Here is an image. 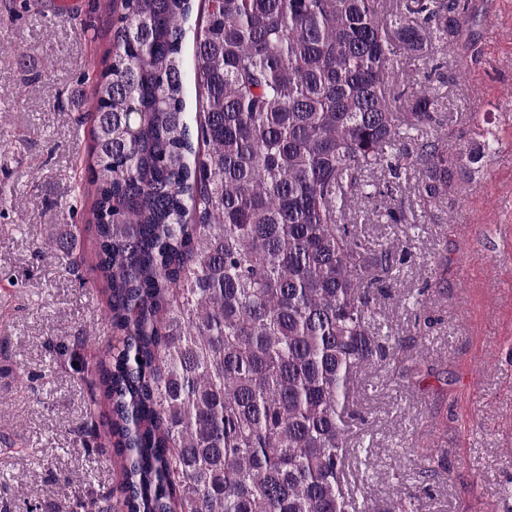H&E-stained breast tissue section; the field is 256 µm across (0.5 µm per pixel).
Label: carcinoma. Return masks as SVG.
Returning a JSON list of instances; mask_svg holds the SVG:
<instances>
[{
  "instance_id": "carcinoma-1",
  "label": "carcinoma",
  "mask_w": 512,
  "mask_h": 512,
  "mask_svg": "<svg viewBox=\"0 0 512 512\" xmlns=\"http://www.w3.org/2000/svg\"><path fill=\"white\" fill-rule=\"evenodd\" d=\"M194 2L109 0L86 226L124 336L85 358L99 393L84 436L122 458L123 512H347L349 385L390 357L370 292L399 258L346 203L393 197L412 162L435 206L496 153L423 137L433 92L395 106L396 58L455 45L469 3L205 0L194 139L180 69ZM407 139L415 159L388 153Z\"/></svg>"
}]
</instances>
